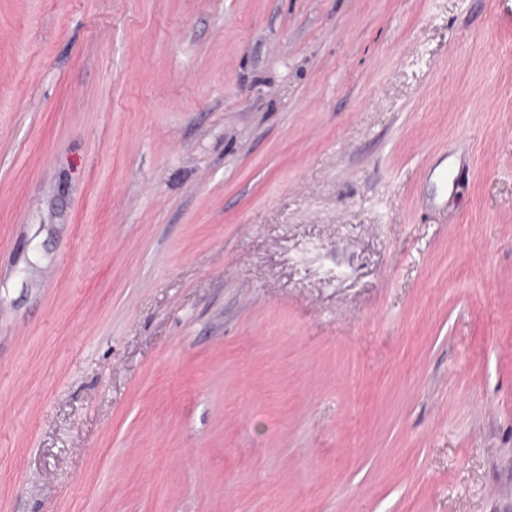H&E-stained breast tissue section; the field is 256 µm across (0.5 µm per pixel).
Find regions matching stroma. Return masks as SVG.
<instances>
[{"label": "stroma", "instance_id": "35a3bbf8", "mask_svg": "<svg viewBox=\"0 0 512 512\" xmlns=\"http://www.w3.org/2000/svg\"><path fill=\"white\" fill-rule=\"evenodd\" d=\"M0 512H512V0H0Z\"/></svg>", "mask_w": 512, "mask_h": 512}]
</instances>
